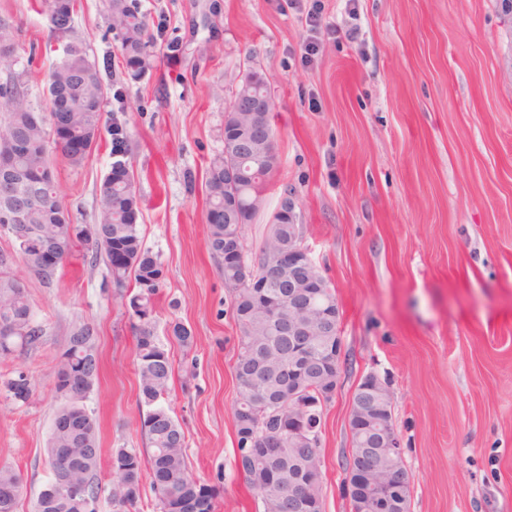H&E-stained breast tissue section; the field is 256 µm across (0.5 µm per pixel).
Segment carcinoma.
Returning <instances> with one entry per match:
<instances>
[{
  "instance_id": "cac0c4a2",
  "label": "carcinoma",
  "mask_w": 512,
  "mask_h": 512,
  "mask_svg": "<svg viewBox=\"0 0 512 512\" xmlns=\"http://www.w3.org/2000/svg\"><path fill=\"white\" fill-rule=\"evenodd\" d=\"M77 0H42L44 10L57 11L72 19ZM109 29L122 31L119 49L128 75L134 79L144 71L136 65L146 66L139 59L146 45V21L139 14L135 0H107ZM52 35L66 45L47 75L49 109L68 104L72 132L85 133L92 125L104 126L111 141L125 142L128 139L127 122L117 114L103 118L102 105L105 88L91 61L87 46L73 26L64 29L50 28ZM0 138L17 131L31 143L32 149L21 157V163L36 173L51 169L49 161L48 131L46 126H29L26 117L34 106L28 98L24 82L18 76L0 84ZM205 193L210 209L224 207V154L215 156L205 172ZM138 206L133 173L127 178L114 181L104 178L100 187V220L95 225V237L85 234L84 226L70 222L60 201L51 207L35 210L32 224H42L45 230L56 236L66 247L65 258L75 255H108L112 246L123 249L130 264L123 270L110 271L112 284L122 291L127 281L134 279L138 291L130 298V306L137 307L133 316L137 374L139 379V406L146 407L140 416L141 430L148 442L147 454L135 448L112 449V506L115 512H137L144 488V476L150 478L159 512H214L218 489L198 481L191 473L187 461L186 436L182 426L171 415L166 405L169 383L173 375V359L156 336L155 296L161 283L144 289L143 284L157 277H165L158 255L144 244L140 224L133 221L131 212ZM240 239L238 224L207 225V245L213 257L224 254V239ZM288 242V225L270 224L259 252L254 260L233 270H223L224 281L232 288V311L240 328L239 353L234 365L235 377L240 392L234 409L236 434V466L243 474L247 488L261 503L263 512H288L286 498L288 481L298 469L311 468V491L322 494L325 472L317 465L322 457V428L330 402L322 398V373L320 363L328 360L327 351L336 349V343L315 337L311 352L315 365L309 378L300 390L299 400L306 408L308 421L314 429V447H302L288 461V449L280 450L279 458L266 468L263 462H255L247 454L245 445L251 434L261 435L271 428L277 429L279 419L275 414L288 413L278 410L277 395L285 382L290 363L288 337L282 334L278 323L269 316L261 304L255 289L247 286L252 278L268 279L276 269L277 256L283 244ZM6 262L0 257V315L10 313L16 322L26 329L22 341L0 336V357L12 354L20 346L32 350L40 344L43 328L36 321L26 292L16 288L18 279L5 270ZM99 371V360L89 356L60 360L56 372L66 368L74 371L81 367ZM51 476L39 491L36 512H82L72 502H52L47 498L51 480L66 466L63 459L48 460ZM101 454L88 460L85 468L76 475V480L85 484L89 494L99 499L102 487L98 479Z\"/></svg>"
}]
</instances>
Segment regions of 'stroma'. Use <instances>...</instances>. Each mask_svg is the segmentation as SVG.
Wrapping results in <instances>:
<instances>
[{
  "mask_svg": "<svg viewBox=\"0 0 512 512\" xmlns=\"http://www.w3.org/2000/svg\"><path fill=\"white\" fill-rule=\"evenodd\" d=\"M338 35L308 36L290 0H139L149 68L136 80L108 31L105 0H78L83 34L104 86L120 83L144 242L165 280L156 334L174 360L168 403L215 512H262L235 462L233 366L240 330L222 259L206 242L205 168L224 149V113L241 75L259 71L273 101L278 164L264 206L243 228L257 252L286 196L304 242L336 293L348 367L327 410L324 512H350L342 462L352 393L388 380L411 477V512H512V0H320ZM34 0H0L17 34L0 83L21 76L37 111L59 56ZM357 29L356 38L345 35ZM72 223L92 225L110 169V143L72 166L51 154ZM16 245L0 231V253ZM45 336L0 358V380L25 373L27 402L0 396V466L20 470L16 512H34L50 476L46 448L60 400V354L94 327L100 372L85 404L99 426L103 492L113 512L111 453L145 448L130 310L104 259H70L52 285L15 260ZM194 338L170 339L174 324Z\"/></svg>",
  "mask_w": 512,
  "mask_h": 512,
  "instance_id": "1",
  "label": "stroma"
}]
</instances>
